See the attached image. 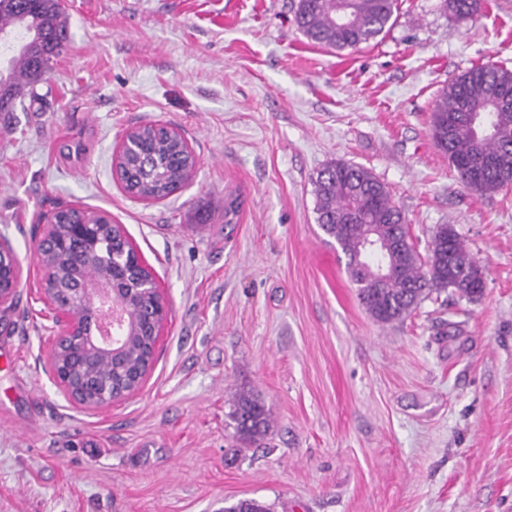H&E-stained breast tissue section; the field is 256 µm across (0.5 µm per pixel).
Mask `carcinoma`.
Returning <instances> with one entry per match:
<instances>
[{"label": "carcinoma", "instance_id": "carcinoma-1", "mask_svg": "<svg viewBox=\"0 0 512 512\" xmlns=\"http://www.w3.org/2000/svg\"><path fill=\"white\" fill-rule=\"evenodd\" d=\"M397 0H297L294 22L313 44L334 50L358 48L376 39L393 25ZM347 8V22L339 11ZM443 7L460 17H472L480 0H444ZM18 32L21 43L16 57L20 75L0 74V112L26 110L25 99L40 98L37 86L46 80L54 60L63 52L69 30L60 0H0V39L5 31ZM431 138L448 157L454 171L469 161L512 159V70L494 63L476 64L452 79L439 94L431 116ZM141 148L124 150L113 161L124 190L143 200L169 196L193 169L195 157L184 152L181 141L164 128L144 125L131 132ZM469 190L494 193L512 184V166L502 170L483 166L472 182L460 178ZM317 223L346 257V270L368 314L385 325L408 316L432 293L450 292L474 301L484 292L485 269L468 250L454 225L438 224L431 232L428 253L421 256L410 235L402 210L387 188L366 168L333 161L312 180ZM75 211L54 213L58 249L46 257L55 270L56 284L66 287L76 275L92 281L95 264L75 270L66 243V225ZM374 233L385 249L387 275L381 276L369 255L368 237ZM124 229L99 216L98 252L112 254V240L120 241ZM115 296L129 306V341L121 363L97 368L98 380L109 389L131 387L134 369L148 355L150 339L143 334L150 297L138 290V274L130 268L112 270ZM229 417L237 441L247 448L264 439L273 424L271 410L252 391H239L231 400ZM224 512H272L271 505L255 498L240 499Z\"/></svg>", "mask_w": 512, "mask_h": 512}]
</instances>
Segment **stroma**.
I'll list each match as a JSON object with an SVG mask.
<instances>
[{
    "label": "stroma",
    "instance_id": "obj_1",
    "mask_svg": "<svg viewBox=\"0 0 512 512\" xmlns=\"http://www.w3.org/2000/svg\"><path fill=\"white\" fill-rule=\"evenodd\" d=\"M63 5L41 100L0 112V237L20 271L0 307V512H512V185L466 189L429 131L451 78L512 69V0L472 18L399 0L387 32L343 51L297 30L293 0ZM149 122L197 161L157 201L112 165ZM340 159L386 186L419 252L454 225L487 266L481 298L375 322L316 221L312 180ZM63 206L123 225L169 307L142 386L101 410L46 372L35 247ZM240 389L274 426L236 457Z\"/></svg>",
    "mask_w": 512,
    "mask_h": 512
}]
</instances>
